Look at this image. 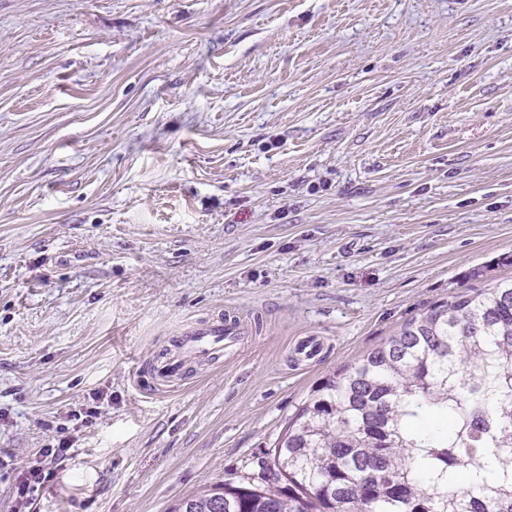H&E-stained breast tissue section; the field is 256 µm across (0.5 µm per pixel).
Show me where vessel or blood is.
Wrapping results in <instances>:
<instances>
[{
  "mask_svg": "<svg viewBox=\"0 0 512 512\" xmlns=\"http://www.w3.org/2000/svg\"><path fill=\"white\" fill-rule=\"evenodd\" d=\"M249 334L247 325L237 318L217 316L193 323L181 331L156 365L154 375L163 383L181 381L190 364L213 361L233 352Z\"/></svg>",
  "mask_w": 512,
  "mask_h": 512,
  "instance_id": "b4317fda",
  "label": "vessel or blood"
}]
</instances>
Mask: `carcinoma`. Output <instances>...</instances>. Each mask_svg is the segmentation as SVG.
Returning a JSON list of instances; mask_svg holds the SVG:
<instances>
[{
  "instance_id": "carcinoma-1",
  "label": "carcinoma",
  "mask_w": 512,
  "mask_h": 512,
  "mask_svg": "<svg viewBox=\"0 0 512 512\" xmlns=\"http://www.w3.org/2000/svg\"><path fill=\"white\" fill-rule=\"evenodd\" d=\"M512 512V279L430 306L327 377L258 480L167 512Z\"/></svg>"
}]
</instances>
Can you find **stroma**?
<instances>
[{
    "label": "stroma",
    "instance_id": "stroma-1",
    "mask_svg": "<svg viewBox=\"0 0 512 512\" xmlns=\"http://www.w3.org/2000/svg\"><path fill=\"white\" fill-rule=\"evenodd\" d=\"M510 276L512 0H0V512L64 438L31 512L257 478L324 377ZM250 331L238 318L213 317L191 324L180 332L175 344L154 369L155 378L163 383L183 380L192 363L217 360L244 343ZM69 449V443L66 439L59 440L57 446L40 449L38 459L28 466L19 480L17 494L21 506L26 508L33 500L31 498L33 493L49 481L51 473L46 469V465L52 462H63L67 458ZM48 459H50L49 463H45Z\"/></svg>",
    "mask_w": 512,
    "mask_h": 512
}]
</instances>
